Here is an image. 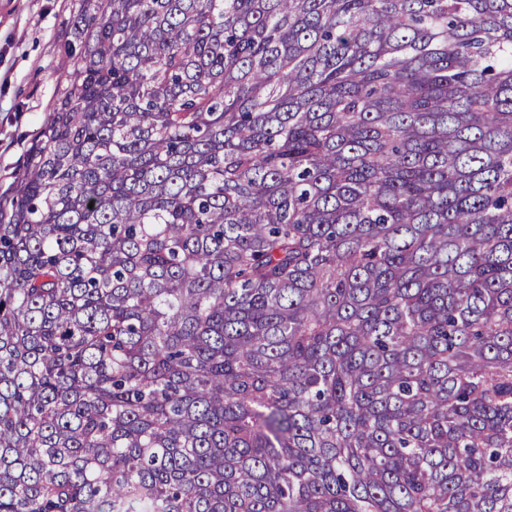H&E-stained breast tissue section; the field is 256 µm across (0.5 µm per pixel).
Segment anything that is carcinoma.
<instances>
[{
    "label": "carcinoma",
    "mask_w": 512,
    "mask_h": 512,
    "mask_svg": "<svg viewBox=\"0 0 512 512\" xmlns=\"http://www.w3.org/2000/svg\"><path fill=\"white\" fill-rule=\"evenodd\" d=\"M75 2L0 512H512V0Z\"/></svg>",
    "instance_id": "carcinoma-1"
}]
</instances>
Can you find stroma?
<instances>
[{"label": "stroma", "mask_w": 512, "mask_h": 512, "mask_svg": "<svg viewBox=\"0 0 512 512\" xmlns=\"http://www.w3.org/2000/svg\"><path fill=\"white\" fill-rule=\"evenodd\" d=\"M74 0H0V192L21 170L76 67L64 50Z\"/></svg>", "instance_id": "obj_1"}]
</instances>
